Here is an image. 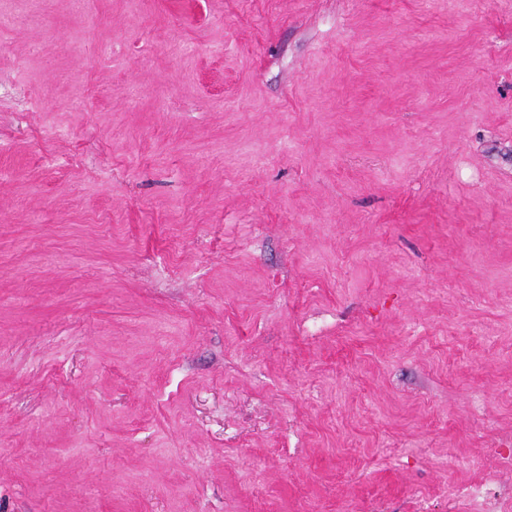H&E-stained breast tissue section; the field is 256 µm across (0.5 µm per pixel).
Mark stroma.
<instances>
[{
	"instance_id": "35a3bbf8",
	"label": "stroma",
	"mask_w": 512,
	"mask_h": 512,
	"mask_svg": "<svg viewBox=\"0 0 512 512\" xmlns=\"http://www.w3.org/2000/svg\"><path fill=\"white\" fill-rule=\"evenodd\" d=\"M0 13V512H512V0Z\"/></svg>"
}]
</instances>
